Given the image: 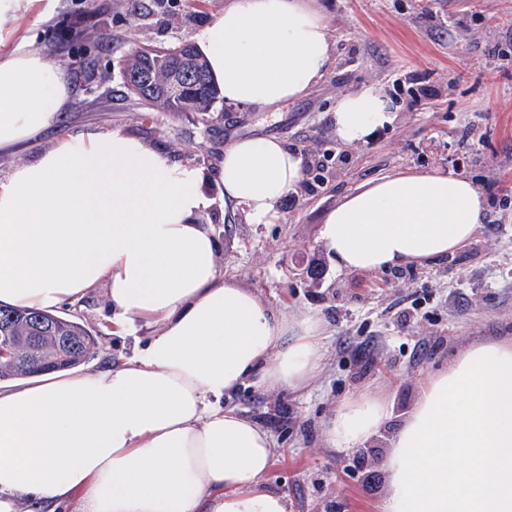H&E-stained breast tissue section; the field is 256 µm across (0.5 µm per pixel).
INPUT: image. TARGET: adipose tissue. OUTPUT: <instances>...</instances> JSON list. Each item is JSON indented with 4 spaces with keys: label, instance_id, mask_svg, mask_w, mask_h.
<instances>
[{
    "label": "adipose tissue",
    "instance_id": "ef3b65f1",
    "mask_svg": "<svg viewBox=\"0 0 512 512\" xmlns=\"http://www.w3.org/2000/svg\"><path fill=\"white\" fill-rule=\"evenodd\" d=\"M226 101L295 100L331 62L316 0H231L198 34ZM66 75L28 45L0 59V146L48 127ZM345 143L367 141L395 109L377 87L333 108ZM299 158L248 138L224 151V201L270 224L299 182ZM193 167L121 130L61 139L0 184V303L52 311L106 285L126 331L159 325L136 359L93 373L37 376L0 391V512H287L263 488L270 434L225 396L254 376L299 387L320 370V320L268 311L223 279L198 220L212 202ZM486 203L441 174L383 177L323 222L339 267L377 270L465 246ZM390 418L382 401L342 404L332 447L354 449ZM385 512H512V339L474 343L431 378L391 433Z\"/></svg>",
    "mask_w": 512,
    "mask_h": 512
}]
</instances>
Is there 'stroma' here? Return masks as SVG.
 <instances>
[{"instance_id":"stroma-1","label":"stroma","mask_w":512,"mask_h":512,"mask_svg":"<svg viewBox=\"0 0 512 512\" xmlns=\"http://www.w3.org/2000/svg\"><path fill=\"white\" fill-rule=\"evenodd\" d=\"M229 0H143L129 19L120 0H21L0 21V55L24 43L73 75L67 108L41 133L0 148V182L64 136L119 129L198 169L211 199L201 219L219 243L220 275L247 288L271 311L316 315L321 371L293 389L248 380L224 401L273 438L265 488L285 496L288 512H384L386 433L366 446L331 448L326 423L346 401H388L398 423L419 390L477 341L512 337V0H317L328 24L333 63L298 99L260 108L220 102L214 112H148L124 87L123 59L136 46L169 47L196 35ZM437 94L408 105L423 85ZM374 85L397 118L368 142L336 137L338 96ZM279 139L293 153L326 157L314 191L297 186L271 224L251 223L224 202L225 148L242 138ZM344 162H337V154ZM441 173L492 184L488 221L455 254L375 271L338 269L321 240L326 215L345 197L387 174ZM413 309L409 325L400 314ZM97 335L93 372L135 357L136 335L111 319L105 286L60 307Z\"/></svg>"}]
</instances>
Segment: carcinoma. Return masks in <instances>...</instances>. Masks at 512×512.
Segmentation results:
<instances>
[{
	"label": "carcinoma",
	"instance_id": "obj_1",
	"mask_svg": "<svg viewBox=\"0 0 512 512\" xmlns=\"http://www.w3.org/2000/svg\"><path fill=\"white\" fill-rule=\"evenodd\" d=\"M189 67L180 94L169 92L172 80ZM124 87L149 112L214 111L224 100L222 89L210 75L196 45L187 40L167 48L138 46L121 70ZM40 329V341L18 347L14 357L0 360V380L29 377L46 371H65L84 364L98 350L92 330L73 317L0 306V337L14 336L29 326Z\"/></svg>",
	"mask_w": 512,
	"mask_h": 512
}]
</instances>
